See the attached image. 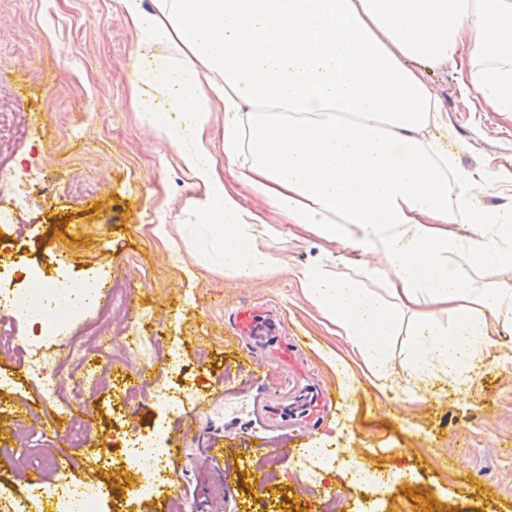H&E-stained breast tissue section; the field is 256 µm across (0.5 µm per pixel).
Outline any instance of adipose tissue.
<instances>
[{"label":"adipose tissue","instance_id":"1","mask_svg":"<svg viewBox=\"0 0 512 512\" xmlns=\"http://www.w3.org/2000/svg\"><path fill=\"white\" fill-rule=\"evenodd\" d=\"M122 2L135 31L194 60L137 55L130 71L158 80L145 118L202 186L199 209L225 274L276 272L264 250L276 229L224 185L197 96L202 68L224 106L226 163L286 223L330 244L292 274L386 400L416 383H470L491 349L512 343V280L499 277L512 269V215L476 206L471 174L449 179L447 153L422 134L442 105L420 71L459 57L468 91L512 112V0ZM478 57L487 65L476 71ZM462 223L470 234L449 233ZM476 272L487 287H475ZM399 335L406 360L394 378L387 351Z\"/></svg>","mask_w":512,"mask_h":512}]
</instances>
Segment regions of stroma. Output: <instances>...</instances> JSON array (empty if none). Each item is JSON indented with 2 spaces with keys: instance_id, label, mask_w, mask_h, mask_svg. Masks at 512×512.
Segmentation results:
<instances>
[{
  "instance_id": "35a3bbf8",
  "label": "stroma",
  "mask_w": 512,
  "mask_h": 512,
  "mask_svg": "<svg viewBox=\"0 0 512 512\" xmlns=\"http://www.w3.org/2000/svg\"><path fill=\"white\" fill-rule=\"evenodd\" d=\"M185 63L172 43L142 36L129 25L121 0H0V107L23 113L24 135L0 139L12 157L0 192H29L16 238L0 224V257L37 264L54 275H92L102 288L130 280L137 308L176 359L156 364L160 382L193 391V403L133 408L112 390L87 396L94 428L87 445L71 449L62 469L72 482L107 485L98 512H157L173 493L196 512H324L328 494L339 512H512V348H495L467 392L448 380L434 397L413 387L388 404L346 336L337 334L304 296L291 271L316 258L315 241L283 235L267 240L280 264L275 274L232 277L215 265L196 232L202 191L165 136L142 119L143 90L132 83L134 55ZM442 104L426 139L447 145L459 171L491 172L475 188L476 204L512 205V114L496 112L468 93L458 60L425 69ZM166 225L167 236L156 233ZM257 305L284 317L279 331L303 340L308 383L332 392L336 405L303 440L291 460L274 450L294 425L266 407L295 403L287 365L238 342L232 316ZM44 404L24 369L0 356V443L15 420L39 422ZM163 429L185 450L154 499L126 493L117 471L125 441ZM108 463H95L102 439ZM219 442L224 456L205 450ZM353 449L369 469H407L406 481L358 491L329 473L320 451ZM277 474L263 485L260 465Z\"/></svg>"
}]
</instances>
